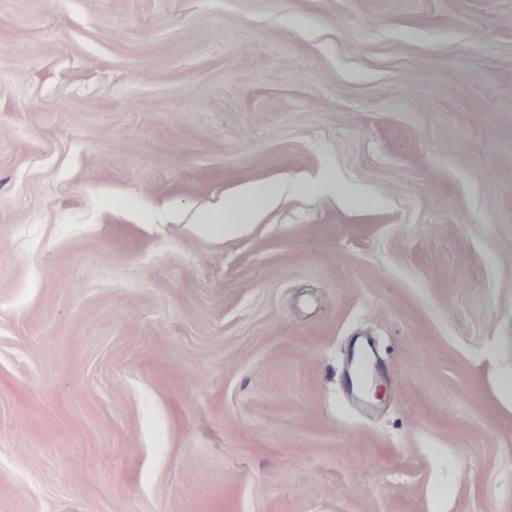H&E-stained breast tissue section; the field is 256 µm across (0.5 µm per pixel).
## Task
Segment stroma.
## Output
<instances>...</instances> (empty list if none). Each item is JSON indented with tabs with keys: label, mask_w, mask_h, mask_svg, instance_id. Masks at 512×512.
Wrapping results in <instances>:
<instances>
[{
	"label": "stroma",
	"mask_w": 512,
	"mask_h": 512,
	"mask_svg": "<svg viewBox=\"0 0 512 512\" xmlns=\"http://www.w3.org/2000/svg\"><path fill=\"white\" fill-rule=\"evenodd\" d=\"M0 512H512V0H0ZM288 192V183L262 186H246L237 195L233 205L215 209L205 224L190 226L192 233L213 239L224 240V235L236 232L240 224H235L243 212L257 213L262 207L275 203ZM388 372V365L375 354L367 337L354 339L337 375L347 406L366 416L375 413L378 404L371 400L368 388H374Z\"/></svg>",
	"instance_id": "obj_1"
}]
</instances>
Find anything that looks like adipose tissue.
Returning <instances> with one entry per match:
<instances>
[{"label": "adipose tissue", "mask_w": 512, "mask_h": 512, "mask_svg": "<svg viewBox=\"0 0 512 512\" xmlns=\"http://www.w3.org/2000/svg\"><path fill=\"white\" fill-rule=\"evenodd\" d=\"M287 190L284 183L244 187L234 204L215 209L206 223L192 225L191 231L199 236L223 239L224 235L237 231L235 219L241 213L258 212L262 207L275 203Z\"/></svg>", "instance_id": "adipose-tissue-1"}]
</instances>
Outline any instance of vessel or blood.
Listing matches in <instances>:
<instances>
[{
	"instance_id": "obj_1",
	"label": "vessel or blood",
	"mask_w": 512,
	"mask_h": 512,
	"mask_svg": "<svg viewBox=\"0 0 512 512\" xmlns=\"http://www.w3.org/2000/svg\"><path fill=\"white\" fill-rule=\"evenodd\" d=\"M388 371L387 364L375 354L368 338L354 339L337 375L347 406L367 416L375 413L377 405L369 390L384 379Z\"/></svg>"
}]
</instances>
